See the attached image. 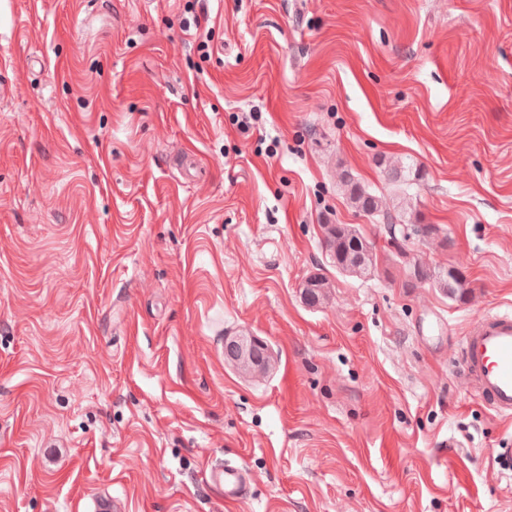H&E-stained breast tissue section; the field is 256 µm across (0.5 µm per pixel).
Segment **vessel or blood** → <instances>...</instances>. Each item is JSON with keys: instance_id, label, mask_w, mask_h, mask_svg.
Listing matches in <instances>:
<instances>
[{"instance_id": "vessel-or-blood-1", "label": "vessel or blood", "mask_w": 512, "mask_h": 512, "mask_svg": "<svg viewBox=\"0 0 512 512\" xmlns=\"http://www.w3.org/2000/svg\"><path fill=\"white\" fill-rule=\"evenodd\" d=\"M461 367L479 399L502 417L512 416V312L483 315L468 328L461 347ZM205 477L224 489L226 498L240 493L237 469L212 468Z\"/></svg>"}]
</instances>
